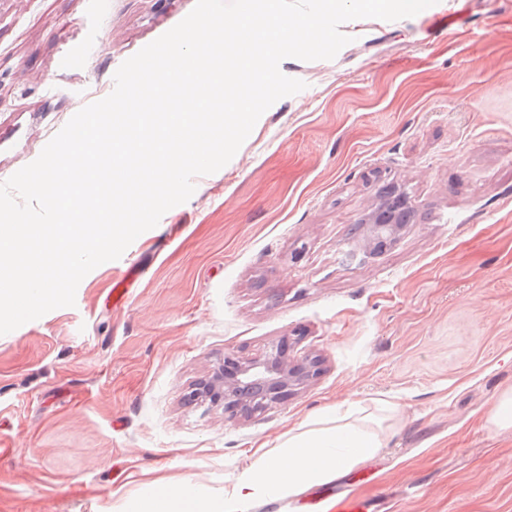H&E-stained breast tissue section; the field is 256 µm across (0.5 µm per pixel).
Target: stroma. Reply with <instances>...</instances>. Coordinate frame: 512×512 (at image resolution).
<instances>
[{"label":"stroma","mask_w":512,"mask_h":512,"mask_svg":"<svg viewBox=\"0 0 512 512\" xmlns=\"http://www.w3.org/2000/svg\"><path fill=\"white\" fill-rule=\"evenodd\" d=\"M195 4L0 0V182ZM341 31L334 59L282 61L305 89L74 306L0 335V512H125L186 480L218 500L252 446L388 396L398 434L378 476L345 482L389 512H512V428L488 423L512 388V0ZM389 184L415 221L367 256L363 218ZM282 341L319 362L285 402L229 419L187 401L225 354Z\"/></svg>","instance_id":"stroma-1"}]
</instances>
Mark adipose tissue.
<instances>
[{"label": "adipose tissue", "mask_w": 512, "mask_h": 512, "mask_svg": "<svg viewBox=\"0 0 512 512\" xmlns=\"http://www.w3.org/2000/svg\"><path fill=\"white\" fill-rule=\"evenodd\" d=\"M398 405L379 401L375 410L358 402L331 409L289 431L276 452L252 453L241 476L224 497L200 495L191 482L133 504V512H249L260 502L294 497L328 483L378 456L397 432Z\"/></svg>", "instance_id": "obj_1"}]
</instances>
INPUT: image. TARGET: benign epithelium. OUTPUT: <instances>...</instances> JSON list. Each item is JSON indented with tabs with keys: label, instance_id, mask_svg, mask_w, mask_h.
<instances>
[{
	"label": "benign epithelium",
	"instance_id": "obj_1",
	"mask_svg": "<svg viewBox=\"0 0 512 512\" xmlns=\"http://www.w3.org/2000/svg\"><path fill=\"white\" fill-rule=\"evenodd\" d=\"M414 217L404 193L396 189L387 191L365 218L370 224L368 246L376 249L396 240ZM308 377L309 370L288 360L283 348H273L263 359L250 362L226 353L210 376L196 384L192 396L220 403L233 416L239 412L255 414L284 401Z\"/></svg>",
	"mask_w": 512,
	"mask_h": 512
}]
</instances>
